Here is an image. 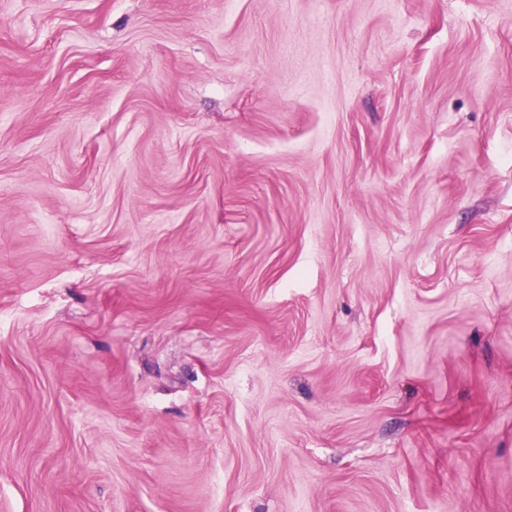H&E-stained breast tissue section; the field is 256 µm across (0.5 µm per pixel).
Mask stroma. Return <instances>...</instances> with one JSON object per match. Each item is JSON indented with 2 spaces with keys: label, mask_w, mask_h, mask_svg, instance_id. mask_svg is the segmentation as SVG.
<instances>
[{
  "label": "stroma",
  "mask_w": 512,
  "mask_h": 512,
  "mask_svg": "<svg viewBox=\"0 0 512 512\" xmlns=\"http://www.w3.org/2000/svg\"><path fill=\"white\" fill-rule=\"evenodd\" d=\"M0 512H512V0H0Z\"/></svg>",
  "instance_id": "35a3bbf8"
}]
</instances>
